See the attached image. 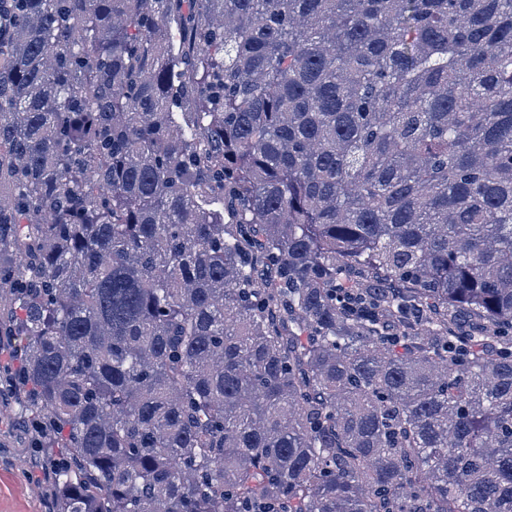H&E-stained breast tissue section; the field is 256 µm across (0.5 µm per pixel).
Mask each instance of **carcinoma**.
Instances as JSON below:
<instances>
[{
  "label": "carcinoma",
  "instance_id": "1",
  "mask_svg": "<svg viewBox=\"0 0 512 512\" xmlns=\"http://www.w3.org/2000/svg\"><path fill=\"white\" fill-rule=\"evenodd\" d=\"M1 336L48 512H512V0H0Z\"/></svg>",
  "mask_w": 512,
  "mask_h": 512
}]
</instances>
